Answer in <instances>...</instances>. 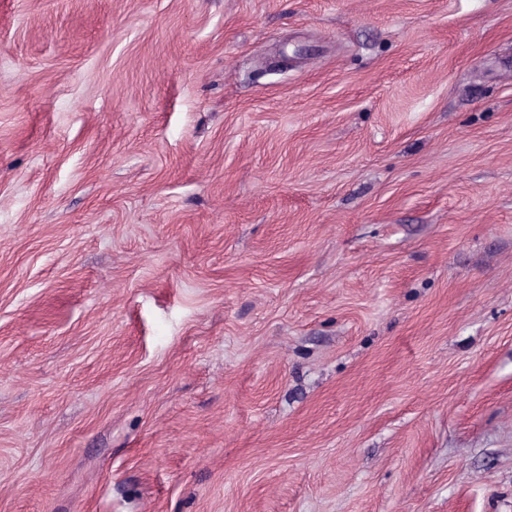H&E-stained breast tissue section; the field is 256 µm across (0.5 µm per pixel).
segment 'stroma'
<instances>
[{
  "label": "stroma",
  "instance_id": "stroma-1",
  "mask_svg": "<svg viewBox=\"0 0 512 512\" xmlns=\"http://www.w3.org/2000/svg\"><path fill=\"white\" fill-rule=\"evenodd\" d=\"M0 512H512V0H0Z\"/></svg>",
  "mask_w": 512,
  "mask_h": 512
}]
</instances>
